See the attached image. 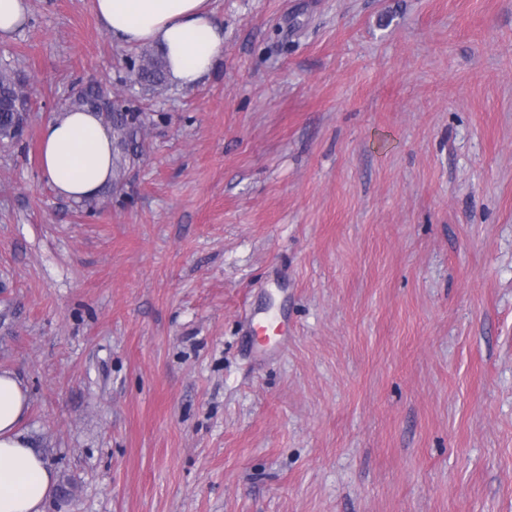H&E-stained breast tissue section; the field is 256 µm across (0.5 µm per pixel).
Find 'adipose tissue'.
Returning a JSON list of instances; mask_svg holds the SVG:
<instances>
[{
	"label": "adipose tissue",
	"mask_w": 512,
	"mask_h": 512,
	"mask_svg": "<svg viewBox=\"0 0 512 512\" xmlns=\"http://www.w3.org/2000/svg\"><path fill=\"white\" fill-rule=\"evenodd\" d=\"M95 13L119 42L148 44L163 55L170 81L193 88L224 50L207 0H95ZM114 142L95 113L63 109L42 129L41 171L65 199L96 198L112 182ZM28 389L15 372L0 370V512H44L57 475L20 425Z\"/></svg>",
	"instance_id": "adipose-tissue-1"
}]
</instances>
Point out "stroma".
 Segmentation results:
<instances>
[{
    "instance_id": "stroma-1",
    "label": "stroma",
    "mask_w": 512,
    "mask_h": 512,
    "mask_svg": "<svg viewBox=\"0 0 512 512\" xmlns=\"http://www.w3.org/2000/svg\"><path fill=\"white\" fill-rule=\"evenodd\" d=\"M27 2L0 369L45 512H512V0H208L223 53L92 214L41 129L138 49Z\"/></svg>"
}]
</instances>
